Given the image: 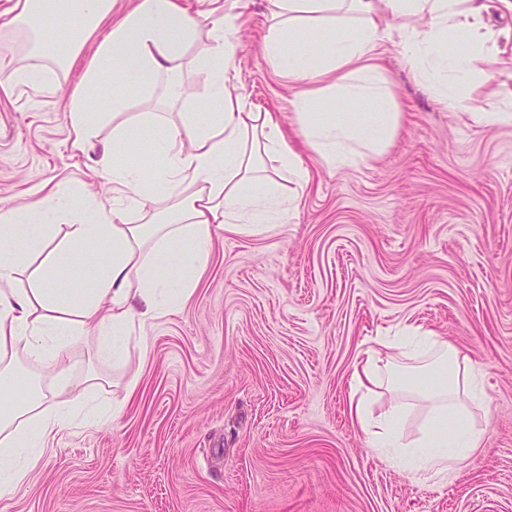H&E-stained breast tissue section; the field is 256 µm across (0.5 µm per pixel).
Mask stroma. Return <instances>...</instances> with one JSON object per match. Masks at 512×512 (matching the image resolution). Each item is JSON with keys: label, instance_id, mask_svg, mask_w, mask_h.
Returning a JSON list of instances; mask_svg holds the SVG:
<instances>
[{"label": "stroma", "instance_id": "stroma-1", "mask_svg": "<svg viewBox=\"0 0 512 512\" xmlns=\"http://www.w3.org/2000/svg\"><path fill=\"white\" fill-rule=\"evenodd\" d=\"M267 15L250 0L234 85L284 123L291 95L265 63ZM94 49L44 91L10 84L21 52L0 45V207L47 183L111 204L96 161L112 126L74 151L66 113ZM380 64L403 113L387 153L336 171L302 151L310 178L289 185L287 218L217 230L198 287L132 340L122 368L74 341V380L96 378L97 403L126 407L62 430L0 512H512V128L466 114L512 104V45L493 80L447 109L395 49ZM407 326L457 346L483 381V446L445 482L389 466L348 418L365 350Z\"/></svg>", "mask_w": 512, "mask_h": 512}]
</instances>
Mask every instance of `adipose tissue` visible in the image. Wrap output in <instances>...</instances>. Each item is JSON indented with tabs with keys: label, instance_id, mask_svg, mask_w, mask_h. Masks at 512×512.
Wrapping results in <instances>:
<instances>
[{
	"label": "adipose tissue",
	"instance_id": "ef3b65f1",
	"mask_svg": "<svg viewBox=\"0 0 512 512\" xmlns=\"http://www.w3.org/2000/svg\"><path fill=\"white\" fill-rule=\"evenodd\" d=\"M270 71L286 78L294 110L289 127L272 114L247 111L234 96L230 75L240 44L241 15L224 9L221 19L189 14L178 0H138L113 19L68 102L74 148H82L97 121L112 124V144L97 162L117 192L111 207L94 206L83 185L59 184L40 198L0 210V391L11 395L0 409V499L12 498L43 456L47 442L76 423L97 425L122 414L125 404L92 403L89 388L71 378L69 347L91 336L98 360L122 366L130 341L147 325L184 303L206 268L215 226L253 234L283 222L290 207L280 182L298 185L309 171L294 141L334 170L356 169L393 144L402 114L378 63L386 48L404 54L427 92L440 104L463 102L471 85L493 78L499 39L489 10L512 17V0H267ZM114 0H15L0 22V40L23 43L12 84L43 88L56 69L69 68L106 18ZM428 19L418 31L405 19ZM68 38L65 57L48 64L49 22ZM211 43L188 57L201 34ZM483 57L484 68L474 60ZM205 70L210 80L197 113L171 122L159 112L131 113L125 91L188 98L184 74ZM112 95L104 112L91 104L104 88ZM165 135H158V128ZM138 139L160 159L151 174L116 165L114 157ZM138 212L131 223L130 212ZM23 237L25 249L13 247ZM38 265H30V257ZM69 271L72 286L59 279ZM46 364L48 381L17 369L18 355ZM420 362L406 383L424 401L416 438L403 424L411 407L391 399L373 413L375 389L393 381L396 359ZM482 381L467 356L434 333L418 328L380 339L356 366L349 395L353 423L372 448L410 470L449 477L481 448L484 431L473 406L482 402Z\"/></svg>",
	"mask_w": 512,
	"mask_h": 512
}]
</instances>
